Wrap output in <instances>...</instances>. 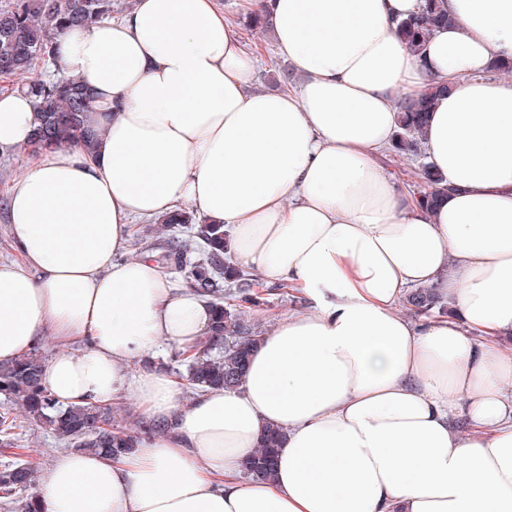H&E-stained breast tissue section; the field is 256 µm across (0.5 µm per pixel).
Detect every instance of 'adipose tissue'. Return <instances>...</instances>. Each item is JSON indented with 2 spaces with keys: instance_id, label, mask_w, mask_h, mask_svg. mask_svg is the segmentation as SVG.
Returning a JSON list of instances; mask_svg holds the SVG:
<instances>
[{
  "instance_id": "ef3b65f1",
  "label": "adipose tissue",
  "mask_w": 512,
  "mask_h": 512,
  "mask_svg": "<svg viewBox=\"0 0 512 512\" xmlns=\"http://www.w3.org/2000/svg\"><path fill=\"white\" fill-rule=\"evenodd\" d=\"M421 2L238 0L302 78L258 92L217 0H134L54 40L90 91V149L38 141L33 97L0 93V155H37L0 217L19 254L0 262V363L52 337L60 404L121 396L172 424L119 455L60 454L41 512H512V79L490 74L512 59V0H445L454 23L419 58L396 23ZM441 83L422 141L449 191L430 209L383 159L399 100ZM188 209L310 307L273 320L239 387L187 400L133 363L192 349L212 304L127 245L135 220ZM418 287L449 314H405ZM271 425L274 475L243 481Z\"/></svg>"
}]
</instances>
